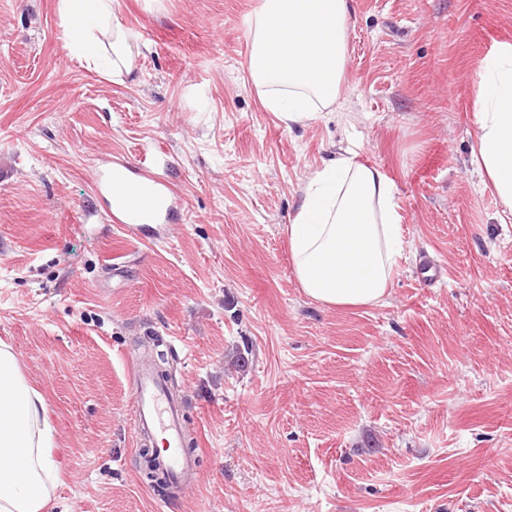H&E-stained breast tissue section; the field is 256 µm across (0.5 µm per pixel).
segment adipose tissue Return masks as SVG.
Returning a JSON list of instances; mask_svg holds the SVG:
<instances>
[{"mask_svg":"<svg viewBox=\"0 0 512 512\" xmlns=\"http://www.w3.org/2000/svg\"><path fill=\"white\" fill-rule=\"evenodd\" d=\"M113 0H57L69 58L120 75L145 47L115 20ZM353 0H261L246 18L250 80L285 126L304 125L332 106L347 60ZM473 162L512 213V44L500 45L478 75ZM295 278L327 306H371L388 295L400 252L392 182L336 155L303 188L287 227ZM55 430L43 395L23 379L11 347L0 343V512H56L62 479Z\"/></svg>","mask_w":512,"mask_h":512,"instance_id":"ef3b65f1","label":"adipose tissue"}]
</instances>
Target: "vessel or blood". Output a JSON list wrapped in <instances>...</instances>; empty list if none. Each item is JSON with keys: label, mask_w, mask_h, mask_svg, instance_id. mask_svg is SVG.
<instances>
[{"label": "vessel or blood", "mask_w": 512, "mask_h": 512, "mask_svg": "<svg viewBox=\"0 0 512 512\" xmlns=\"http://www.w3.org/2000/svg\"><path fill=\"white\" fill-rule=\"evenodd\" d=\"M99 194L116 199L123 211L122 230L136 233V220L147 217L152 223L168 221L178 199L167 182L158 181L150 162H142L139 177H130L103 163L95 176ZM132 424L136 446H146L162 436L165 446L157 457L172 484L193 487L197 481L194 454L187 451L182 429V401L168 389L166 379L150 363H136L130 380Z\"/></svg>", "instance_id": "vessel-or-blood-1"}]
</instances>
